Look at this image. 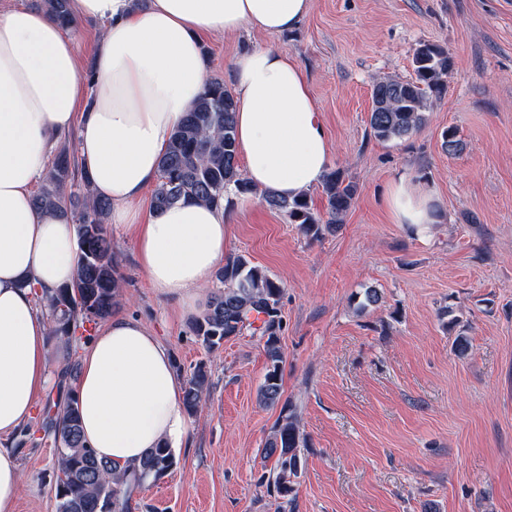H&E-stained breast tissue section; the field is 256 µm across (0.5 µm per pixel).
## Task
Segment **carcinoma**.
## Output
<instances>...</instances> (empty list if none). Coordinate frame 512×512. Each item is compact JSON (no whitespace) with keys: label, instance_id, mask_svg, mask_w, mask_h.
Segmentation results:
<instances>
[{"label":"carcinoma","instance_id":"1","mask_svg":"<svg viewBox=\"0 0 512 512\" xmlns=\"http://www.w3.org/2000/svg\"><path fill=\"white\" fill-rule=\"evenodd\" d=\"M70 0H43L58 24L74 27ZM414 77L384 78L372 89L369 126L382 141L403 139L419 130L426 113L446 92L453 59L434 43H421L412 56ZM236 100L221 79L209 82L185 120L172 135L159 163L150 207L163 210L181 201H199L217 207L235 194H257L272 210L287 214L301 233L317 239L342 223L356 193L355 183L340 169L329 171L322 184L325 213L314 211L307 195L282 198L253 188L242 173L235 145ZM34 206L42 212L69 215L78 226L77 272L72 283L42 301L48 309L53 336L65 355V365L42 407L41 430L53 435L58 454L55 497L58 512H130L133 492L168 475L177 460L170 448H153L140 465L116 470L99 460L81 435L80 415L74 390L65 381L77 373L73 359L84 337L76 335L85 322L112 315L123 290L112 248V234L104 217L112 204L94 196L88 177L62 147L51 157L43 186L34 194ZM215 289L206 310L193 323V332L209 350L238 336L247 327L258 331L267 357L259 401L274 407L282 395L281 367L284 352L280 340L282 321L279 301L283 287L268 271L245 255L228 258L216 275ZM210 375L204 364L195 366L183 391L190 414L197 411L209 390ZM306 437L296 414L283 405L264 443V458L273 461L261 482L280 498L291 501L305 465Z\"/></svg>","mask_w":512,"mask_h":512}]
</instances>
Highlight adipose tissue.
Wrapping results in <instances>:
<instances>
[{"label":"adipose tissue","instance_id":"adipose-tissue-1","mask_svg":"<svg viewBox=\"0 0 512 512\" xmlns=\"http://www.w3.org/2000/svg\"><path fill=\"white\" fill-rule=\"evenodd\" d=\"M70 8L74 19L103 25L87 65L43 6L0 2V436L25 424L46 383L49 325L36 295L76 274V224L33 203L56 141L76 132L80 166L95 196L111 201L113 223L131 232L150 288L194 311L228 249L224 210L189 201L155 212L144 202L174 130L209 81L201 37L286 32L309 0H70ZM232 85L246 179L288 199L319 185L330 142L296 61L274 48L243 50ZM386 204L394 223L417 233L438 221L435 191L405 174ZM75 397L84 440L114 467L187 442L174 355L131 315H113L87 345Z\"/></svg>","mask_w":512,"mask_h":512}]
</instances>
